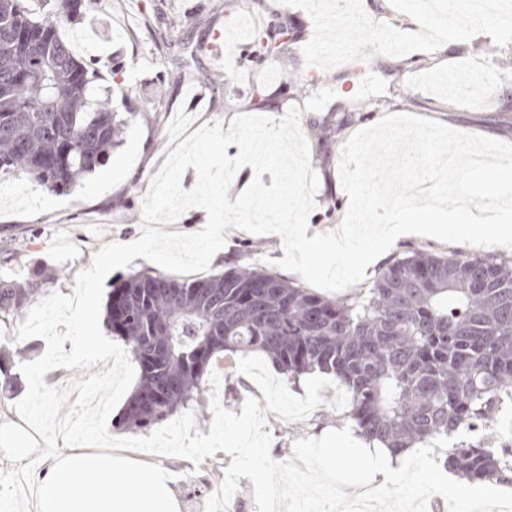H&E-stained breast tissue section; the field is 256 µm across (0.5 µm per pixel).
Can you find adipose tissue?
<instances>
[{
	"instance_id": "adipose-tissue-1",
	"label": "adipose tissue",
	"mask_w": 512,
	"mask_h": 512,
	"mask_svg": "<svg viewBox=\"0 0 512 512\" xmlns=\"http://www.w3.org/2000/svg\"><path fill=\"white\" fill-rule=\"evenodd\" d=\"M167 471L111 450L54 454L33 488L31 512H181ZM132 493H124V486Z\"/></svg>"
}]
</instances>
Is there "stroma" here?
Returning a JSON list of instances; mask_svg holds the SVG:
<instances>
[{"label": "stroma", "instance_id": "stroma-1", "mask_svg": "<svg viewBox=\"0 0 512 512\" xmlns=\"http://www.w3.org/2000/svg\"><path fill=\"white\" fill-rule=\"evenodd\" d=\"M215 0H102L85 16L64 24L61 35L77 58L94 64L103 85L118 82L126 95H113V111L126 123L119 144L101 170L89 173L70 192L50 194L30 177H0V240L12 234L20 240V254L12 264L23 276L43 282V295L73 293L79 272L89 268L96 252L112 243H128L141 235L142 201L151 180L168 154L203 124L230 123L235 114L280 118L291 106H299L302 131L329 118L345 122L346 134L378 122L383 114L408 113L438 121L453 129L512 143V43L494 46L487 35L453 42L432 53L414 52L404 57L376 56L370 61L354 60L320 73L305 66L303 58L253 61L247 46L256 26L275 25L296 35V46L312 36L309 15L281 0H227L223 10H214ZM180 17V36L194 48L195 58L174 64L154 50V36L166 33L173 17ZM296 68L299 77L311 81L312 95L296 97L289 89L282 67ZM448 68L474 69L486 74L490 88L484 102L465 95L437 90L434 71ZM224 71V88L213 89L208 77ZM168 90V109L151 117L145 107L157 85ZM385 100L380 112H358L359 102ZM343 144L326 148L310 145L312 168L318 175L316 208L308 218L310 233L337 229L342 223L348 197L341 187L339 162ZM226 244L210 273L217 274L249 263L277 273L297 284L298 274L277 269L283 258L282 239L277 235H254L226 229ZM417 250L461 257L491 256L512 261V248L446 244L432 238L396 241L366 272L365 285L393 261ZM23 315L0 314V423L21 424L16 405L27 392L23 364L39 358L46 350L42 338L17 340L16 330ZM213 371L220 376L219 399L223 407L241 413L248 398L261 397V390L237 370L236 361L217 357ZM322 403L305 419L286 421L267 413V429L273 436L270 454L283 462L293 456V443L309 436L318 438L332 429L348 425L347 410L336 409L334 388L322 389ZM145 465L157 464L173 478L182 512H204V503L224 478L231 455L219 451L201 465L179 457L136 453Z\"/></svg>", "mask_w": 512, "mask_h": 512}]
</instances>
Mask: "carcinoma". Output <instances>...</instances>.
I'll return each instance as SVG.
<instances>
[{"instance_id":"1","label":"carcinoma","mask_w":512,"mask_h":512,"mask_svg":"<svg viewBox=\"0 0 512 512\" xmlns=\"http://www.w3.org/2000/svg\"><path fill=\"white\" fill-rule=\"evenodd\" d=\"M89 8L52 0L48 18L28 0H0L1 175L68 192L114 144L124 119L94 96L98 70L59 34ZM278 36L260 33L253 55ZM40 286L0 278V312L21 313ZM108 319L140 369L125 411L138 429L202 407L219 353L262 352L294 378L334 375L357 431L394 455L486 424L512 400V264L489 257L415 253L336 299L250 264L192 281L140 272L112 289ZM441 453L472 480L512 470L506 446L460 441Z\"/></svg>"}]
</instances>
